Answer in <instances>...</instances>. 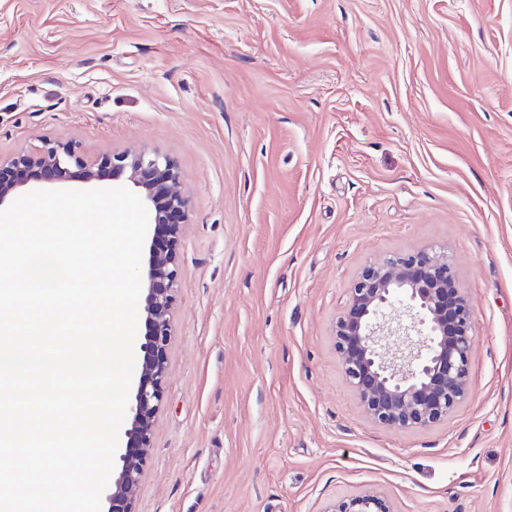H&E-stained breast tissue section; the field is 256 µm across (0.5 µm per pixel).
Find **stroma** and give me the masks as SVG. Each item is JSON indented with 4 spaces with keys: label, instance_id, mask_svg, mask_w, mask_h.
<instances>
[{
    "label": "stroma",
    "instance_id": "1",
    "mask_svg": "<svg viewBox=\"0 0 512 512\" xmlns=\"http://www.w3.org/2000/svg\"><path fill=\"white\" fill-rule=\"evenodd\" d=\"M46 141L167 154L188 200L137 512H512V0H0V154ZM431 248L469 397L377 426L334 322ZM324 512H394V510L382 493L366 490L330 503Z\"/></svg>",
    "mask_w": 512,
    "mask_h": 512
}]
</instances>
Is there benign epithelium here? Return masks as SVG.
Wrapping results in <instances>:
<instances>
[{
	"mask_svg": "<svg viewBox=\"0 0 512 512\" xmlns=\"http://www.w3.org/2000/svg\"><path fill=\"white\" fill-rule=\"evenodd\" d=\"M111 174L126 175L162 239L160 246L150 243L141 274L146 335L138 347L128 427L119 438L106 489V512H136L146 448L163 400L177 251L189 218L188 201L179 191L180 172L158 152L126 149L91 158L71 141H56L0 156V207L32 178L61 188L75 178L98 186ZM397 304L404 306L409 323H394L390 309ZM334 337L345 379L377 425L430 428L447 421L469 396L472 311L446 251L420 250L365 266L351 284ZM324 512L394 510L382 493L366 490L330 503Z\"/></svg>",
	"mask_w": 512,
	"mask_h": 512,
	"instance_id": "benign-epithelium-1",
	"label": "benign epithelium"
}]
</instances>
